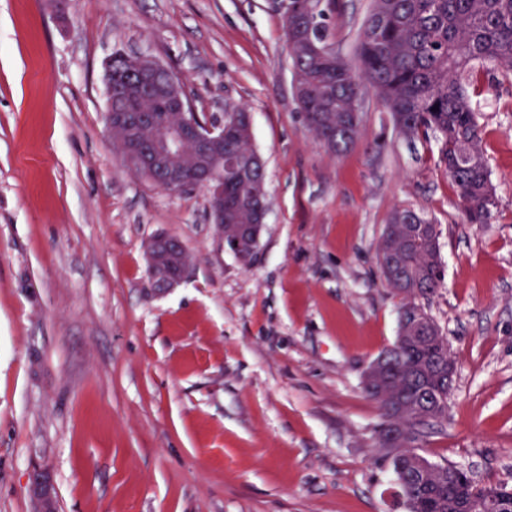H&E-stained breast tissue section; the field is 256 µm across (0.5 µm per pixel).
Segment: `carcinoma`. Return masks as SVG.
I'll return each mask as SVG.
<instances>
[{
    "label": "carcinoma",
    "mask_w": 512,
    "mask_h": 512,
    "mask_svg": "<svg viewBox=\"0 0 512 512\" xmlns=\"http://www.w3.org/2000/svg\"><path fill=\"white\" fill-rule=\"evenodd\" d=\"M288 47L294 88L307 127L333 154L344 153L359 133L363 84H368L405 137H434L440 142L438 166L448 175L472 224H486L497 203L482 147L481 127L467 94L465 79L475 65L512 71V0H373L356 45L360 72L340 56L327 63L319 55L334 44L336 0H290ZM123 105L155 113V125L140 136L146 145L172 120L167 102L128 97ZM251 117L245 109L224 113V157L246 160L245 179L224 173V242L241 240L240 230L257 223L266 195L265 166L251 154ZM377 255H394L399 265L385 276L403 295L394 366L399 374L388 398L378 401L382 422L376 447H384L389 410L403 427L395 451L382 452L404 494L407 512H456L471 479L459 469L436 465L423 481L414 465L420 441L448 416L453 389L446 371L424 367L448 359V338L420 334L422 319L433 321L417 302L440 288L444 267L427 227L432 222L411 207L394 208L387 217Z\"/></svg>",
    "instance_id": "obj_1"
}]
</instances>
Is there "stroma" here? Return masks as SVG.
I'll use <instances>...</instances> for the list:
<instances>
[{"label": "stroma", "mask_w": 512, "mask_h": 512, "mask_svg": "<svg viewBox=\"0 0 512 512\" xmlns=\"http://www.w3.org/2000/svg\"><path fill=\"white\" fill-rule=\"evenodd\" d=\"M371 0H339L356 64ZM156 58L206 119L243 106L266 162L251 265L204 191L130 172L106 125L104 62ZM497 206L468 223L435 137L408 139L373 91L327 154L293 89L274 0H0V512H405L375 446L368 364L398 332L376 253L389 213L437 224L446 266L424 306L457 365L420 452L512 487V73L466 83ZM178 237L190 271L161 294L144 245ZM31 494L36 504V512H58L53 486L43 474L34 476Z\"/></svg>", "instance_id": "obj_1"}]
</instances>
